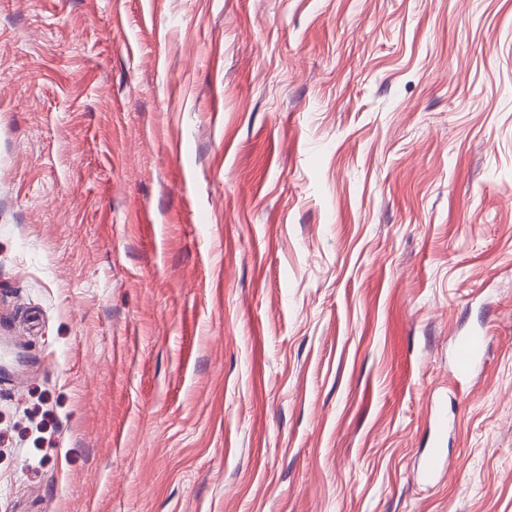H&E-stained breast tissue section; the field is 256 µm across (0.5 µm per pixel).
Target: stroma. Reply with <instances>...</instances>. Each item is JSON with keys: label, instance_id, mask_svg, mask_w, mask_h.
<instances>
[{"label": "stroma", "instance_id": "35a3bbf8", "mask_svg": "<svg viewBox=\"0 0 512 512\" xmlns=\"http://www.w3.org/2000/svg\"><path fill=\"white\" fill-rule=\"evenodd\" d=\"M0 512H512V0H0ZM489 335L490 332L486 330L483 333H472L455 338V360L460 378H465L474 364L483 357Z\"/></svg>", "mask_w": 512, "mask_h": 512}]
</instances>
